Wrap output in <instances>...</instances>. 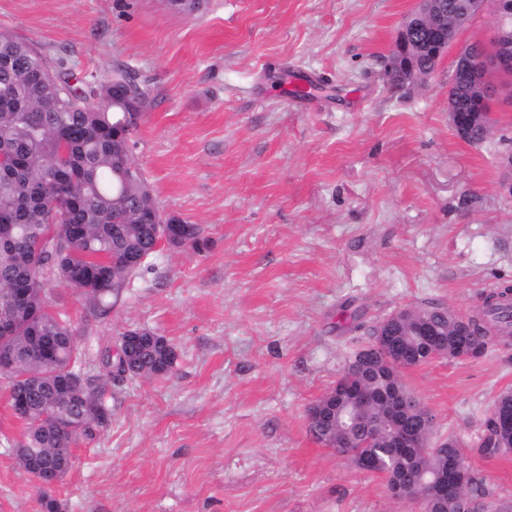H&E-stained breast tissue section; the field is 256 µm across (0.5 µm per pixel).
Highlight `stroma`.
Here are the masks:
<instances>
[{"label":"stroma","mask_w":512,"mask_h":512,"mask_svg":"<svg viewBox=\"0 0 512 512\" xmlns=\"http://www.w3.org/2000/svg\"><path fill=\"white\" fill-rule=\"evenodd\" d=\"M417 0H0V30L77 76L132 71L151 90L132 155L199 251L161 248L110 314L66 312L89 357L131 327L177 348L165 378L113 380L111 422L52 491L62 512H419L308 431L376 322L401 308L466 315L512 283V99L472 145L448 122L453 55L406 94L387 59ZM311 81L308 95L296 91ZM403 380L512 500V452L478 444L512 389V346L440 358ZM22 427L0 395V512H38ZM494 414L510 415L512 417V390H503L496 394L491 404V413L485 421L484 431L480 439V452L488 457L512 451V447H502V436L497 431L493 416Z\"/></svg>","instance_id":"stroma-1"}]
</instances>
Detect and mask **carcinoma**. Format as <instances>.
<instances>
[{
    "mask_svg": "<svg viewBox=\"0 0 512 512\" xmlns=\"http://www.w3.org/2000/svg\"><path fill=\"white\" fill-rule=\"evenodd\" d=\"M418 80L436 63L428 54L411 56ZM53 65L58 82L50 83L44 67ZM461 106L475 90L453 72ZM149 88L125 68L102 78L74 79L64 61L50 63L29 44L0 31V285L20 288L25 299L11 313L12 329L0 333V345L15 352V363L0 370V392L10 405L17 396L25 408L16 418L25 429L17 452L28 454L58 448L72 454L77 442H91L109 425L96 420L79 433L43 417L51 404L72 403L79 414L89 406L108 407V384L118 356L101 351L103 373L74 382L89 364L68 315L52 308L48 292L53 283L79 292L96 316H106L130 279L145 267L139 258L154 254L158 217L156 200L130 149L133 131L122 125L133 101L149 98ZM492 118L472 128L467 142L486 140ZM443 310L420 307L415 320L392 324L399 349L392 361H382L355 374L373 406L370 413L388 415V397L401 387L403 370L426 361L416 357L433 337L425 325H438ZM456 330L448 326L442 342L448 358L475 359L512 340V285L485 294L481 305ZM139 341L122 348L132 378H159L172 373L175 346L164 336L138 327ZM349 378L343 376L318 402L336 401V422L309 426L321 443L347 433L350 447L336 449L356 467L383 479L388 492L419 506L420 512H512L487 484L467 471L458 492L448 490V459L463 455L457 438L429 439L433 422L409 417L417 435L416 448H389L361 432L360 425L339 398ZM512 416V390L496 394L485 421L480 452L488 457L512 451L503 446L493 415Z\"/></svg>",
    "mask_w": 512,
    "mask_h": 512,
    "instance_id": "carcinoma-1",
    "label": "carcinoma"
}]
</instances>
